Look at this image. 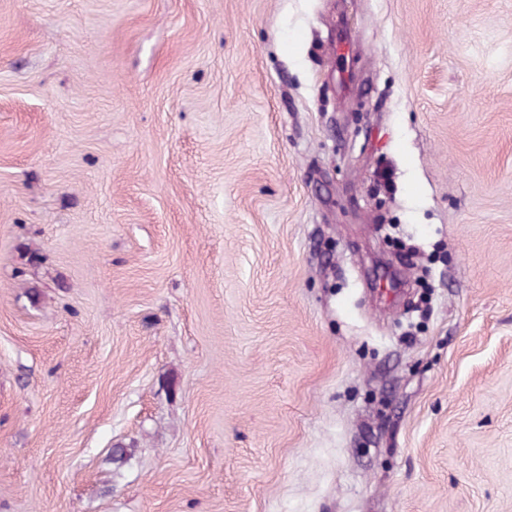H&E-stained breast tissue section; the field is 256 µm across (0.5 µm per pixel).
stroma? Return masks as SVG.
Listing matches in <instances>:
<instances>
[{"mask_svg":"<svg viewBox=\"0 0 512 512\" xmlns=\"http://www.w3.org/2000/svg\"><path fill=\"white\" fill-rule=\"evenodd\" d=\"M0 512H512V0H0Z\"/></svg>","mask_w":512,"mask_h":512,"instance_id":"obj_1","label":"stroma"}]
</instances>
